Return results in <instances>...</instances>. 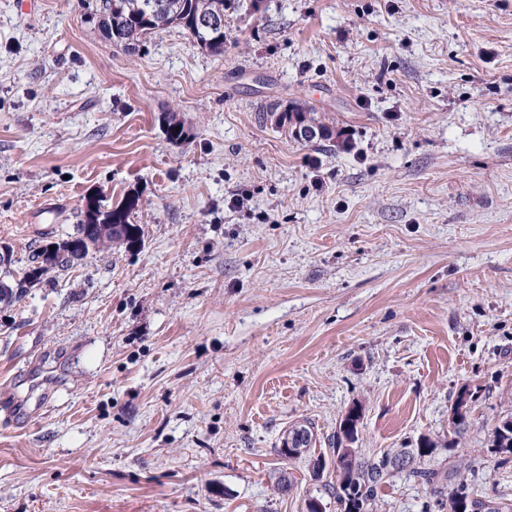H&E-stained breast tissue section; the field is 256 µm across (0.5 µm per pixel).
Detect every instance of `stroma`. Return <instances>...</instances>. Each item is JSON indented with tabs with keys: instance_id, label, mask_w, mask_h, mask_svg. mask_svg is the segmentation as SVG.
<instances>
[{
	"instance_id": "stroma-1",
	"label": "stroma",
	"mask_w": 512,
	"mask_h": 512,
	"mask_svg": "<svg viewBox=\"0 0 512 512\" xmlns=\"http://www.w3.org/2000/svg\"><path fill=\"white\" fill-rule=\"evenodd\" d=\"M94 6L0 0L14 278L87 197L139 193L144 231L0 303V512H306L283 435L354 405L368 455L486 447L512 415V0H260L220 57L176 28L126 53ZM293 106L330 138L277 127ZM428 499L399 480L377 512Z\"/></svg>"
}]
</instances>
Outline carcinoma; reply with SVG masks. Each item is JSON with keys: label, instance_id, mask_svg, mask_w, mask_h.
<instances>
[{"label": "carcinoma", "instance_id": "1", "mask_svg": "<svg viewBox=\"0 0 512 512\" xmlns=\"http://www.w3.org/2000/svg\"><path fill=\"white\" fill-rule=\"evenodd\" d=\"M153 0H98L96 15L102 36L112 44L129 50V45L137 44L142 48L153 33L172 27H178L190 36L192 41L207 53L221 57L224 55V17L226 12L238 7L236 0H164L168 10L156 15L146 8ZM204 11L219 18V26L207 32L193 29L191 20ZM168 140L180 144L187 139L183 122L175 113L169 112L163 117ZM303 124H313L322 132L321 138L330 136L329 129L316 121L311 113L300 107H294L280 113L276 125L294 133ZM87 211L84 220L77 224V237H85L96 251L111 246L101 236L87 233L90 224H123L124 233L132 237L116 241L119 246L130 245L133 240H142V226L132 222L140 203L137 193H129L117 205L105 207L101 200L94 197L86 199ZM48 269L30 266L17 287L8 284L0 286V302L20 301L26 294L25 285L41 280ZM452 424L458 432L468 426V405L456 400L453 408ZM358 430L351 432L339 427L327 437L331 456L338 457L336 481L325 485L326 495L336 503L337 512H376L378 488L396 478H404L429 490L432 504L438 512H512V501L496 495H490L478 485L471 484L464 472L472 468L471 462L450 465H431L427 459L437 454L427 439H421L415 448H391L381 453L367 456L359 448L353 447ZM288 437L297 442L301 451L297 456L309 453L313 448L315 426L305 421L288 429ZM490 454H502L498 463L509 461L506 454L512 453V416L501 419L491 430Z\"/></svg>", "mask_w": 512, "mask_h": 512}]
</instances>
